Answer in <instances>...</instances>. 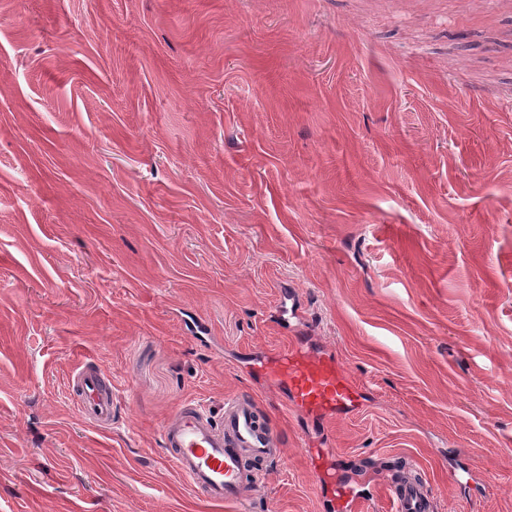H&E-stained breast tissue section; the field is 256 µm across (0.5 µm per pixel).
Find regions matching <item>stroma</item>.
<instances>
[{
	"label": "stroma",
	"instance_id": "obj_1",
	"mask_svg": "<svg viewBox=\"0 0 512 512\" xmlns=\"http://www.w3.org/2000/svg\"><path fill=\"white\" fill-rule=\"evenodd\" d=\"M290 286L362 512H512V0H0V512H239L160 442L233 394L284 448L246 512H328L245 369ZM71 391L85 420L103 429L112 426V383L99 365L79 367L71 376ZM390 496L396 502V512H434L435 496L423 481L416 477L392 483L388 486Z\"/></svg>",
	"mask_w": 512,
	"mask_h": 512
}]
</instances>
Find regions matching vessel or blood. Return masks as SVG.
Segmentation results:
<instances>
[{
	"label": "vessel or blood",
	"mask_w": 512,
	"mask_h": 512,
	"mask_svg": "<svg viewBox=\"0 0 512 512\" xmlns=\"http://www.w3.org/2000/svg\"><path fill=\"white\" fill-rule=\"evenodd\" d=\"M251 374L279 397L282 405L317 422L357 410L363 392L346 374L332 350L288 346L251 363ZM71 391L83 418L91 424L112 425V385L103 369L83 364L71 377ZM170 461L190 487L215 503H246L248 485H261L268 464L282 453L280 441L265 411L244 395L224 400L219 417L202 406L179 403L160 431ZM311 479L329 496L333 512H358L360 496L342 482L335 468L325 466L324 449H312ZM396 512H435V496L420 479L390 484Z\"/></svg>",
	"instance_id": "1"
}]
</instances>
